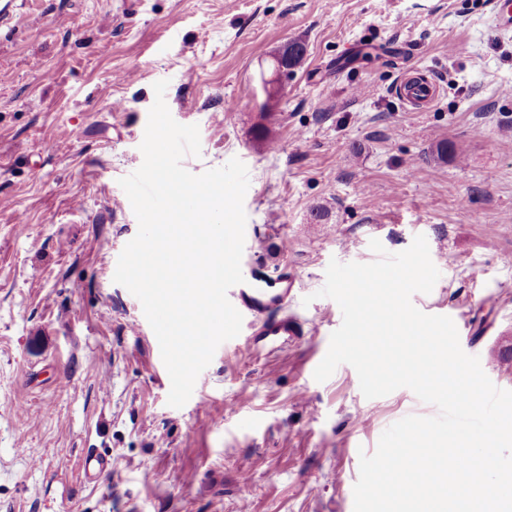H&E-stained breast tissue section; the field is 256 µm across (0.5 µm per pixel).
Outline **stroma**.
Listing matches in <instances>:
<instances>
[{
	"mask_svg": "<svg viewBox=\"0 0 512 512\" xmlns=\"http://www.w3.org/2000/svg\"><path fill=\"white\" fill-rule=\"evenodd\" d=\"M0 26V512H354L360 453L408 417L355 369L313 373L342 312L330 260L425 236L416 308L512 390V29L494 0H16ZM307 48L281 95L259 73ZM440 93L412 108L413 68ZM198 125L199 175H249L243 271L287 278L291 336L223 342L180 408L142 304L114 282L138 232L119 184L143 162L153 86ZM267 124L266 139L256 136ZM447 142L448 157L436 146ZM112 466L88 481V453ZM249 496H241L242 482Z\"/></svg>",
	"mask_w": 512,
	"mask_h": 512,
	"instance_id": "obj_1",
	"label": "stroma"
}]
</instances>
